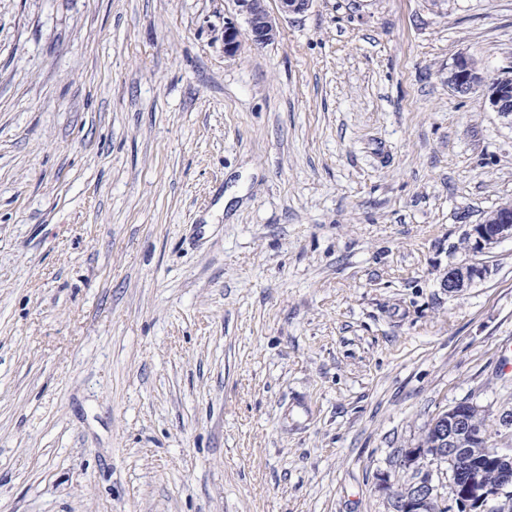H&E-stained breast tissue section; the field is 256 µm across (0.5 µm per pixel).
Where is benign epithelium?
Returning <instances> with one entry per match:
<instances>
[{
  "label": "benign epithelium",
  "instance_id": "obj_1",
  "mask_svg": "<svg viewBox=\"0 0 512 512\" xmlns=\"http://www.w3.org/2000/svg\"><path fill=\"white\" fill-rule=\"evenodd\" d=\"M245 15L248 35L253 45L264 46L276 40L279 18L267 9H258L254 0H234ZM310 0H279L280 14H301ZM240 31L235 24L224 25V53L232 56L240 48ZM448 86L460 96L485 87L489 105L499 116L512 123V77L490 79L477 61L468 56L458 58L448 70ZM512 240V205L488 212L481 223L472 225L467 247L474 253L490 252L504 240ZM489 267L483 264L451 265L443 276L442 286L458 294L486 278ZM481 410L469 402L458 403L438 413L430 423L421 446L405 451L400 465L414 469L417 479L403 489L392 492L389 478L380 488L392 493L394 512H435L439 495L425 460L450 465L452 488L457 512H505L500 501L512 504V452H502L487 443L483 428L475 422Z\"/></svg>",
  "mask_w": 512,
  "mask_h": 512
}]
</instances>
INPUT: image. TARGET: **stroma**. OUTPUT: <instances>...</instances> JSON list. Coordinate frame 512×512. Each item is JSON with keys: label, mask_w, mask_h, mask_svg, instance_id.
I'll use <instances>...</instances> for the list:
<instances>
[{"label": "stroma", "mask_w": 512, "mask_h": 512, "mask_svg": "<svg viewBox=\"0 0 512 512\" xmlns=\"http://www.w3.org/2000/svg\"><path fill=\"white\" fill-rule=\"evenodd\" d=\"M0 0V512H393L512 409V0ZM487 277L460 294L449 265ZM255 0H234L238 11L245 15L248 35L254 46H264L276 40L279 32V18L266 7L258 9ZM448 86L460 96L486 87L492 110L512 123V77L488 79L474 58L462 56L448 70ZM512 240V205L500 206L488 212L480 224H474L467 234V247L474 253H489L504 240ZM488 273V266L479 263L451 265L443 276L442 286L448 288V293H462L486 278Z\"/></svg>", "instance_id": "obj_1"}]
</instances>
